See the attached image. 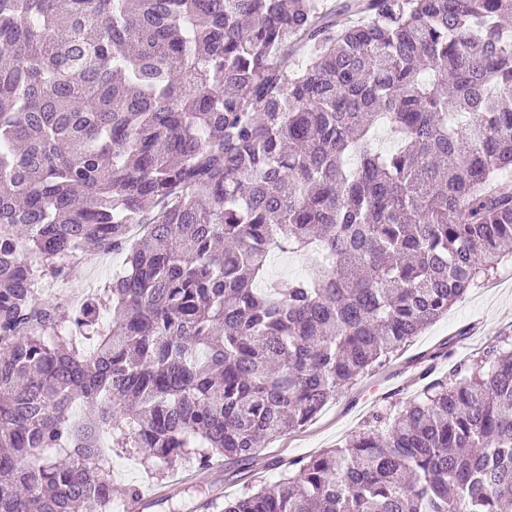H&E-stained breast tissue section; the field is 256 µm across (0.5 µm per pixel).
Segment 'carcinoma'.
<instances>
[{
  "label": "carcinoma",
  "mask_w": 512,
  "mask_h": 512,
  "mask_svg": "<svg viewBox=\"0 0 512 512\" xmlns=\"http://www.w3.org/2000/svg\"><path fill=\"white\" fill-rule=\"evenodd\" d=\"M342 11L0 0V512H112L114 448L249 466L512 259V0ZM89 247L110 329L43 297ZM432 370L212 506L512 512V336ZM309 265V257L303 253H285L275 249L268 260L266 279L288 281L304 274Z\"/></svg>",
  "instance_id": "carcinoma-1"
}]
</instances>
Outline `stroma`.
Listing matches in <instances>:
<instances>
[{
	"label": "stroma",
	"instance_id": "1",
	"mask_svg": "<svg viewBox=\"0 0 512 512\" xmlns=\"http://www.w3.org/2000/svg\"><path fill=\"white\" fill-rule=\"evenodd\" d=\"M123 260L120 253H98L91 262L70 263L67 272L74 295L98 292L108 284ZM505 334H512L510 261L498 263L491 280L469 289L449 308L447 315L428 326L375 375L338 394L303 430L287 434L271 447L262 449L252 467L229 469L216 459L204 468L192 459L159 476L150 469V461L143 454L112 453L108 460L113 486L112 512H124L122 497L131 487L140 489L147 497L168 490L167 502L154 512H197V504L207 496L231 498L244 486L275 482L280 470L272 466L273 458L308 456L342 446L355 435L372 412L385 407V400L372 396L371 390L388 386L393 374H400L405 384L403 390L395 392V399L407 400L420 389V375L426 367H434L437 376H446L451 365L483 351Z\"/></svg>",
	"mask_w": 512,
	"mask_h": 512
}]
</instances>
